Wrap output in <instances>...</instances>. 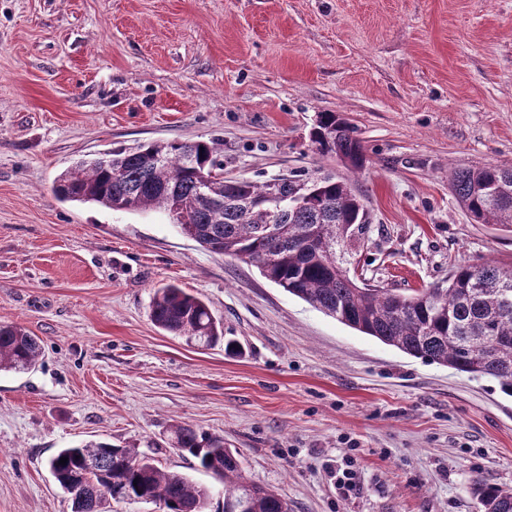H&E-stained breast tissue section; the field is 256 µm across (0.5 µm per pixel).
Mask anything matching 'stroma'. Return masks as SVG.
Listing matches in <instances>:
<instances>
[{
    "label": "stroma",
    "instance_id": "stroma-1",
    "mask_svg": "<svg viewBox=\"0 0 512 512\" xmlns=\"http://www.w3.org/2000/svg\"><path fill=\"white\" fill-rule=\"evenodd\" d=\"M366 162L316 152L318 113ZM215 141L228 178L352 179L350 272L401 291L512 261L453 169L512 166V0H0V321L43 341L0 372V512H72L47 467L107 441L207 486L173 424L223 436L291 512H482L512 488V397L349 328L161 211L59 201L55 178L144 142ZM199 296L239 349L158 329L155 288ZM353 468L356 485L336 486ZM472 492L482 503L484 512H512V491L489 486L481 480H475Z\"/></svg>",
    "mask_w": 512,
    "mask_h": 512
}]
</instances>
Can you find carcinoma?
<instances>
[{
    "mask_svg": "<svg viewBox=\"0 0 512 512\" xmlns=\"http://www.w3.org/2000/svg\"><path fill=\"white\" fill-rule=\"evenodd\" d=\"M316 151L351 170L365 157L354 129L337 112H321L310 133ZM213 141L148 142L119 148L63 171L53 191L62 201L112 211L158 209L202 249L251 264L267 280L326 315L416 358L499 381L512 396V265L459 264L448 287L411 292L372 287L344 270L340 247L365 238L369 224L353 184L333 176L306 179H224ZM512 166L487 164L450 175L451 189L477 224L512 231ZM305 191L301 204L293 201ZM275 194L278 207L254 201ZM151 319L174 336L210 345L224 337L221 323L200 298L166 284L155 289ZM42 356L41 339L0 322V371H24ZM171 445L220 475L224 512H290L278 492L252 484L224 437L176 424ZM67 459L60 464V459ZM49 470L73 512H102L106 503L161 502L166 512H210V490L186 475L157 467L134 448L95 442L60 449ZM484 512H512V491L480 480L472 485Z\"/></svg>",
    "mask_w": 512,
    "mask_h": 512,
    "instance_id": "carcinoma-1",
    "label": "carcinoma"
}]
</instances>
